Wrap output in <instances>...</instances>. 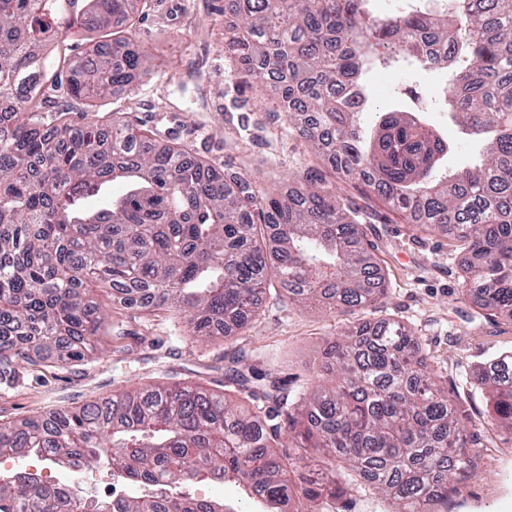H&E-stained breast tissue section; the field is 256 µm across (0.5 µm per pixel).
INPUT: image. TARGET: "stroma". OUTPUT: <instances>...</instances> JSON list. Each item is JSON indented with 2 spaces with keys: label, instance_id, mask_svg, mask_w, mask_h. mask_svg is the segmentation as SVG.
<instances>
[{
  "label": "stroma",
  "instance_id": "35a3bbf8",
  "mask_svg": "<svg viewBox=\"0 0 512 512\" xmlns=\"http://www.w3.org/2000/svg\"><path fill=\"white\" fill-rule=\"evenodd\" d=\"M232 22L224 0H149L132 24L115 20V29L130 28L134 40L151 53L152 69L132 87L114 89L90 108L104 121L124 113L158 141L181 145L216 169L243 172L264 188L286 187L301 178L335 187L338 197L359 209L365 237L387 279V298L332 314L313 302L295 304L271 278L256 318L244 331L203 341L191 335L174 310L130 306L115 292L99 353L64 367L40 361L0 373V419L34 418L62 406H80L163 375L173 383L192 381L218 390L226 367L238 356L256 375L274 373L294 388L324 374L323 352L337 334L364 322L392 320L421 336L449 395L463 402L473 420H482L489 396L474 376L487 358L512 352V322L489 319L476 300L461 296L462 257L450 251L447 238L366 197L308 150L277 112L276 91L260 92L242 67L225 56L224 29ZM103 38V32L77 24L53 49L38 112L41 122L54 125L64 114L76 121L89 108L70 99L53 80L69 60ZM363 87L372 111L411 112L438 130L448 143L442 171L453 174L476 160V144L461 134L442 106L439 73L402 62L367 71ZM480 454L461 495L449 502V512H501L503 505H512V431H491ZM5 464L50 484L70 482L90 497L112 479L104 462L78 474L35 456L9 458ZM336 486L340 496L327 512L390 508L388 501L350 484L344 472H337Z\"/></svg>",
  "mask_w": 512,
  "mask_h": 512
}]
</instances>
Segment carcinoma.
<instances>
[{
	"label": "carcinoma",
	"instance_id": "cac0c4a2",
	"mask_svg": "<svg viewBox=\"0 0 512 512\" xmlns=\"http://www.w3.org/2000/svg\"><path fill=\"white\" fill-rule=\"evenodd\" d=\"M145 2L0 0V102L11 104V125L0 129L1 369L84 360L109 311L89 298L93 288L174 309L201 339L254 319L271 274L293 302L333 312L386 297L358 210L333 191L268 192L115 112L107 124L65 117L42 128L32 100L47 45L65 41L75 20L109 30ZM370 2L224 0L239 21L224 32V54L259 88L284 76L285 116L308 149L388 209L447 236L466 254L463 294L512 322V0H448L438 11L385 17ZM382 49L445 77L448 113L463 134L484 140L477 164L437 175L447 142L400 112L379 116L363 143L359 79ZM150 68L147 51L114 32L86 60H70L62 80L70 99L90 101ZM325 359L330 388L290 393L236 364L222 391L157 382L101 404L1 420L0 458L92 467L110 448L112 474L138 488L165 478L172 490L100 502L64 496L19 469L0 474V512H232L190 491L208 476L234 483L260 512H324L321 495L336 486L286 479L305 448L329 449L328 472L343 463L352 484L394 512H443L487 429L448 397L422 338L394 322L362 324ZM477 384L491 395L487 424L512 428V355L483 363ZM283 414L282 429L272 421ZM300 498L309 506H294Z\"/></svg>",
	"mask_w": 512,
	"mask_h": 512
}]
</instances>
